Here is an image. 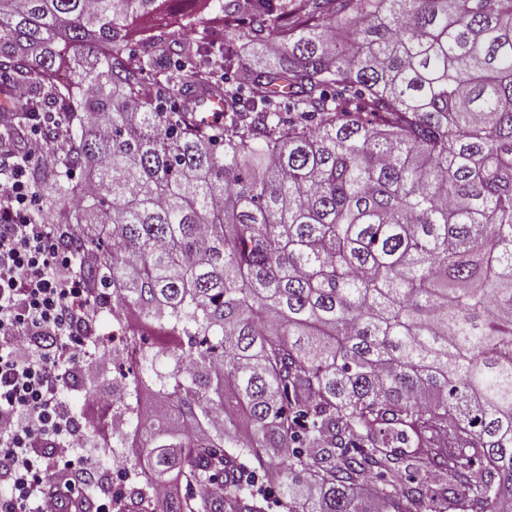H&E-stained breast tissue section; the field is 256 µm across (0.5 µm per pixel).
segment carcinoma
<instances>
[{
	"label": "carcinoma",
	"instance_id": "cac0c4a2",
	"mask_svg": "<svg viewBox=\"0 0 512 512\" xmlns=\"http://www.w3.org/2000/svg\"><path fill=\"white\" fill-rule=\"evenodd\" d=\"M164 2L0 0V73L30 84L3 123L68 113L33 187L97 225L112 350L167 406L100 416L193 490L113 512H266L267 470L280 512H428L434 475L450 512H512V0H228L224 29L279 41L246 89L206 40L129 62Z\"/></svg>",
	"mask_w": 512,
	"mask_h": 512
}]
</instances>
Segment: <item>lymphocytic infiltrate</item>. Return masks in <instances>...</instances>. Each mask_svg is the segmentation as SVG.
<instances>
[{"label": "lymphocytic infiltrate", "instance_id": "lymphocytic-infiltrate-1", "mask_svg": "<svg viewBox=\"0 0 512 512\" xmlns=\"http://www.w3.org/2000/svg\"><path fill=\"white\" fill-rule=\"evenodd\" d=\"M51 146L41 124L18 142L0 127V512H63L76 483L42 448L74 447L100 428L64 392L79 363L112 364L97 336L107 300L84 278L82 258L60 246L62 228L33 220L31 164Z\"/></svg>", "mask_w": 512, "mask_h": 512}]
</instances>
